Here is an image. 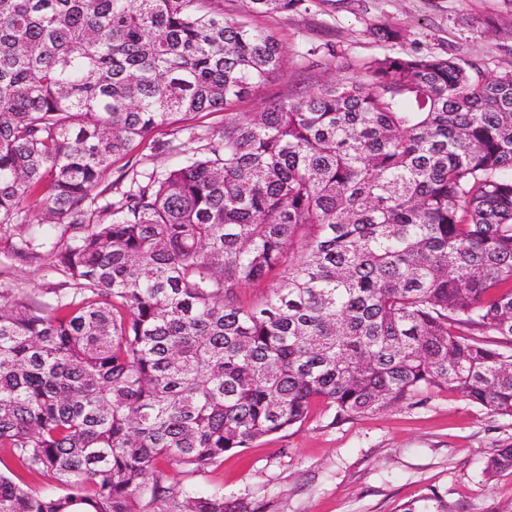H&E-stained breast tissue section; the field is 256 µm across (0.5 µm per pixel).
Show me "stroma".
I'll use <instances>...</instances> for the list:
<instances>
[{"mask_svg":"<svg viewBox=\"0 0 512 512\" xmlns=\"http://www.w3.org/2000/svg\"><path fill=\"white\" fill-rule=\"evenodd\" d=\"M500 21L488 30L487 18ZM399 27L401 45L378 42L371 28ZM286 62L242 104L256 111L275 94L312 87L333 70L314 64L312 49L332 43L344 59H367L405 50L456 55L471 67L473 80L512 69V8L505 0H330L310 12L281 18ZM196 146L187 133L164 127L150 144L117 160L110 179L126 167L163 171L175 151ZM18 233L0 235V268L10 279L38 292L56 276L10 261L5 245ZM512 448V417L495 414L463 394L442 389L420 405L401 403L335 420L334 411L315 406L298 425L226 452L214 467L187 473L166 466L169 484L197 490L222 489L226 501L252 512H512V473L491 478L489 457Z\"/></svg>","mask_w":512,"mask_h":512,"instance_id":"obj_1","label":"stroma"}]
</instances>
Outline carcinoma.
Segmentation results:
<instances>
[{
  "label": "carcinoma",
  "mask_w": 512,
  "mask_h": 512,
  "mask_svg": "<svg viewBox=\"0 0 512 512\" xmlns=\"http://www.w3.org/2000/svg\"><path fill=\"white\" fill-rule=\"evenodd\" d=\"M234 2L0 0V233L40 207L9 253L61 278L0 279V512H235L161 465L205 471L318 402L448 388L512 416V70L400 52L234 112L283 65L272 20L329 0ZM217 112L88 208L134 144Z\"/></svg>",
  "instance_id": "1"
}]
</instances>
